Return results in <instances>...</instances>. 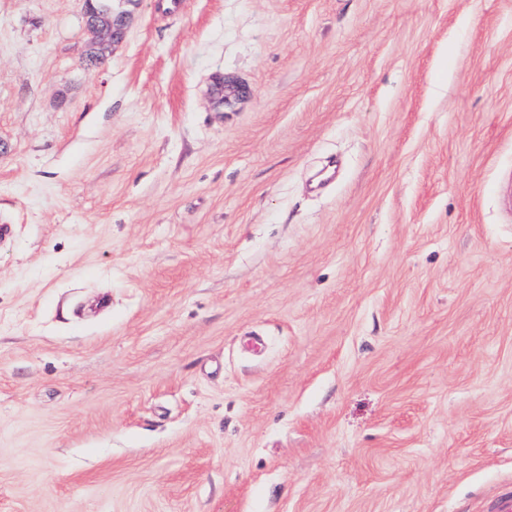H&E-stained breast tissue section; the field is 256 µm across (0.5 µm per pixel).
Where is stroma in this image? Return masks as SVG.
Returning a JSON list of instances; mask_svg holds the SVG:
<instances>
[{"mask_svg": "<svg viewBox=\"0 0 512 512\" xmlns=\"http://www.w3.org/2000/svg\"><path fill=\"white\" fill-rule=\"evenodd\" d=\"M116 8L0 0V512H493L512 0ZM128 17L126 15L112 14V19L101 17V21L97 24V29L101 37L112 39V45L120 43L124 40L128 29ZM222 100L221 103L229 105L238 101L246 100L252 95V89L233 78L225 77L221 85Z\"/></svg>", "mask_w": 512, "mask_h": 512, "instance_id": "obj_1", "label": "stroma"}]
</instances>
